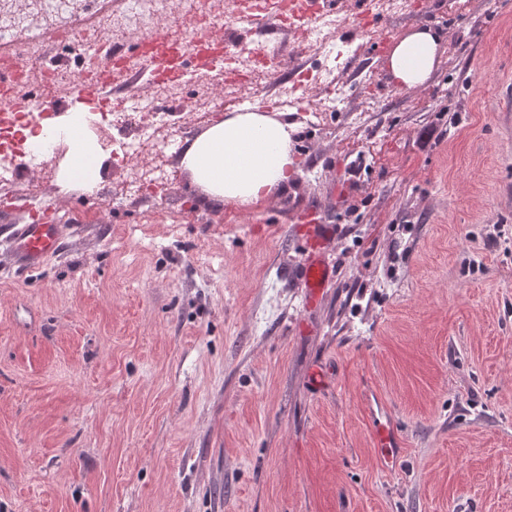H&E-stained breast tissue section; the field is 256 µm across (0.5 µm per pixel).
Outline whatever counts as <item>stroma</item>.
Listing matches in <instances>:
<instances>
[{"mask_svg": "<svg viewBox=\"0 0 512 512\" xmlns=\"http://www.w3.org/2000/svg\"><path fill=\"white\" fill-rule=\"evenodd\" d=\"M422 25L439 60L403 90L387 49ZM276 43L221 99L112 84L187 113L181 143L256 107L292 124L269 199L211 202L160 141V198L129 204L111 171L94 207L0 187V512H512V0L348 24L327 82L302 80L301 33ZM49 203L63 244L20 269L9 228ZM316 223L332 278L310 306ZM373 413L379 415L375 428L380 463L384 469L393 470L400 458V439L393 429L386 407L377 403Z\"/></svg>", "mask_w": 512, "mask_h": 512, "instance_id": "1", "label": "stroma"}]
</instances>
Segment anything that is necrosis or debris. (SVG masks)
<instances>
[{
  "label": "necrosis or debris",
  "mask_w": 512,
  "mask_h": 512,
  "mask_svg": "<svg viewBox=\"0 0 512 512\" xmlns=\"http://www.w3.org/2000/svg\"><path fill=\"white\" fill-rule=\"evenodd\" d=\"M315 0H235L233 15L263 11L302 31L306 42L321 43L343 25L334 14H320ZM110 0H0V72L12 80L0 91V185L22 186L37 181L54 189H81L82 180L67 157L64 130L78 122L97 145L106 165L121 169L124 194L137 197L160 186L161 166L143 160L145 147L159 129L174 133L178 120L158 101L140 112H29L19 96L31 85H57L65 90L85 82L97 69L110 68L113 55L104 51L113 25L159 35L168 10L167 0H123L112 14ZM53 44L56 60L39 69L30 61L45 57Z\"/></svg>",
  "instance_id": "4bbe7bcc"
}]
</instances>
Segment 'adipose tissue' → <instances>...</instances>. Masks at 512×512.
<instances>
[{
    "mask_svg": "<svg viewBox=\"0 0 512 512\" xmlns=\"http://www.w3.org/2000/svg\"><path fill=\"white\" fill-rule=\"evenodd\" d=\"M441 41L438 30L424 25L394 46L389 69L400 88L425 85ZM290 141L288 124L264 112H238L189 141L180 164L193 184L214 201L257 202L272 195L292 174L296 159Z\"/></svg>",
    "mask_w": 512,
    "mask_h": 512,
    "instance_id": "adipose-tissue-1",
    "label": "adipose tissue"
}]
</instances>
